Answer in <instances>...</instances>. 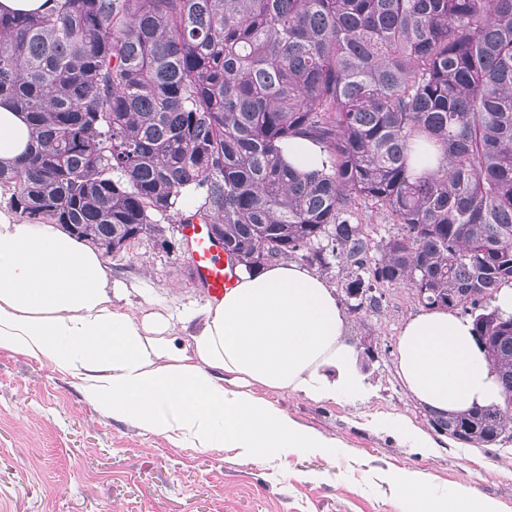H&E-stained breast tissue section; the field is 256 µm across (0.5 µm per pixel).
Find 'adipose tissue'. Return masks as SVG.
Wrapping results in <instances>:
<instances>
[{"mask_svg":"<svg viewBox=\"0 0 512 512\" xmlns=\"http://www.w3.org/2000/svg\"><path fill=\"white\" fill-rule=\"evenodd\" d=\"M31 144L24 115L1 104L0 162L20 159ZM117 297L99 252L0 210V350L71 374L112 419L178 448H231L245 464L297 450L335 459V437L264 396L361 394L345 312L324 279L282 260L239 273L220 301L141 319ZM179 329L191 336L183 348L172 339ZM396 361L406 390L433 415L500 401L470 320L447 309L403 323ZM392 479L405 512H496L470 495L436 497L406 473Z\"/></svg>","mask_w":512,"mask_h":512,"instance_id":"adipose-tissue-1","label":"adipose tissue"}]
</instances>
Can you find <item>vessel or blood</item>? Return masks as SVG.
<instances>
[{
  "label": "vessel or blood",
  "instance_id": "vessel-or-blood-1",
  "mask_svg": "<svg viewBox=\"0 0 512 512\" xmlns=\"http://www.w3.org/2000/svg\"><path fill=\"white\" fill-rule=\"evenodd\" d=\"M186 237L195 275L213 299H221L230 285L231 263L222 244L212 241L206 225H188Z\"/></svg>",
  "mask_w": 512,
  "mask_h": 512
}]
</instances>
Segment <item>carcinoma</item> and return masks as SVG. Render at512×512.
I'll use <instances>...</instances> for the list:
<instances>
[{"instance_id": "obj_1", "label": "carcinoma", "mask_w": 512, "mask_h": 512, "mask_svg": "<svg viewBox=\"0 0 512 512\" xmlns=\"http://www.w3.org/2000/svg\"><path fill=\"white\" fill-rule=\"evenodd\" d=\"M0 13V103L31 128L0 164L15 209L117 254L154 217L222 225L224 251L328 269L343 290L405 283L472 320L502 403L431 422L512 438V0H55ZM296 137L322 169L282 158ZM358 201L399 230L374 240Z\"/></svg>"}]
</instances>
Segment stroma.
<instances>
[{
    "mask_svg": "<svg viewBox=\"0 0 512 512\" xmlns=\"http://www.w3.org/2000/svg\"><path fill=\"white\" fill-rule=\"evenodd\" d=\"M104 262L136 317L203 304L176 215ZM420 305L390 288L381 311L347 318L365 393L315 401L269 393L301 424L336 437L333 463L296 451L244 465L232 449L176 448L104 414L77 379L0 351V512H403L390 475L416 473L434 494L460 492L512 512V443L476 447L435 431L399 380L394 355L402 324ZM378 352L368 361L366 347ZM400 417L429 434L412 448L391 427Z\"/></svg>",
    "mask_w": 512,
    "mask_h": 512,
    "instance_id": "stroma-1",
    "label": "stroma"
}]
</instances>
